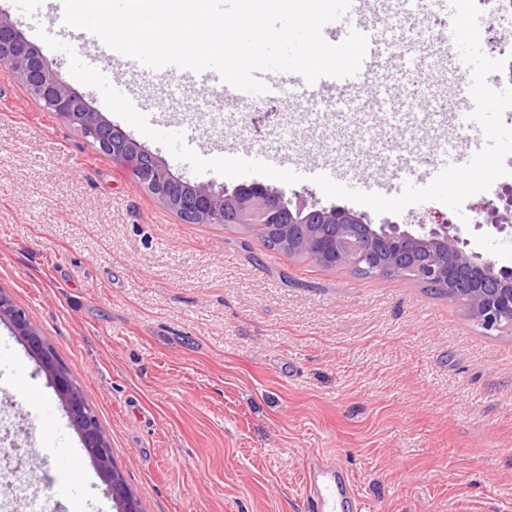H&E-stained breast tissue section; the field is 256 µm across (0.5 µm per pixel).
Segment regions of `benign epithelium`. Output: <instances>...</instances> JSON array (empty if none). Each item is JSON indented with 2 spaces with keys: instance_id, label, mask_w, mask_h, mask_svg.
Returning a JSON list of instances; mask_svg holds the SVG:
<instances>
[{
  "instance_id": "obj_1",
  "label": "benign epithelium",
  "mask_w": 512,
  "mask_h": 512,
  "mask_svg": "<svg viewBox=\"0 0 512 512\" xmlns=\"http://www.w3.org/2000/svg\"><path fill=\"white\" fill-rule=\"evenodd\" d=\"M0 56L12 60L11 73L40 104L76 127L88 143L112 160L135 170L143 186L185 224H259L276 233L288 254L317 258L330 268L356 267L378 275L412 262L417 277L448 290V298H462L487 331L500 328L501 318L512 316V268L467 253L459 235L439 224L415 236L396 224L373 228L362 213L334 206L290 207L282 193L266 186L214 191L191 185L144 145L107 121L85 98L58 77L52 64L25 38L13 21L0 15ZM485 223L499 230L512 223V193L504 211L487 213ZM0 320L10 324L60 399L71 427L88 451L107 487L115 512H140L137 499L112 460L110 440L85 404L72 376L57 359L24 309L0 290Z\"/></svg>"
}]
</instances>
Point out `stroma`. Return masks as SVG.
Segmentation results:
<instances>
[{"label": "stroma", "instance_id": "1", "mask_svg": "<svg viewBox=\"0 0 512 512\" xmlns=\"http://www.w3.org/2000/svg\"><path fill=\"white\" fill-rule=\"evenodd\" d=\"M470 2L489 89L512 90V28L495 22L505 0ZM54 4L16 0L0 14H25L24 36L60 79L183 180L261 184L293 205L350 207L414 235L447 223L467 252L512 267V228L482 221L502 204L507 187L494 180L512 154L495 151L488 171L415 205L399 193L354 204L293 179L290 160L337 164L343 139L370 135L392 153L432 147L447 130L411 114L339 121L281 96L228 105L219 90L189 86L174 102L140 72L153 137L85 65L79 30ZM171 121L220 164L181 158L162 135ZM247 148L281 162L234 170ZM0 289L79 382L143 512H302L304 470L326 451L352 474L361 512H512V328L485 330L409 277L364 278L269 250L247 224L181 223L1 67ZM21 370L36 397L16 392ZM55 431L87 471L83 512H113L45 374L0 322V434L24 449V476L40 489L61 465L41 449Z\"/></svg>", "mask_w": 512, "mask_h": 512}]
</instances>
